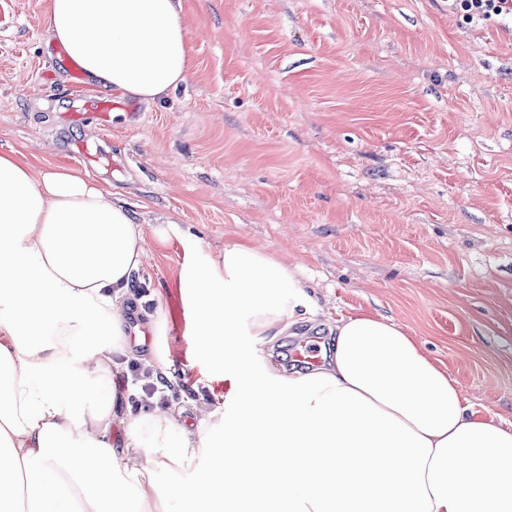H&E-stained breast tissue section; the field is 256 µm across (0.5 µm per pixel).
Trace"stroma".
I'll list each match as a JSON object with an SVG mask.
<instances>
[{
	"instance_id": "stroma-1",
	"label": "stroma",
	"mask_w": 512,
	"mask_h": 512,
	"mask_svg": "<svg viewBox=\"0 0 512 512\" xmlns=\"http://www.w3.org/2000/svg\"><path fill=\"white\" fill-rule=\"evenodd\" d=\"M47 9L0 0V150L118 160L89 177L151 235L134 284L162 327L130 343L167 353L170 401L224 410L178 280L248 241L297 267L320 320L399 321L475 410L512 423V31L448 0H182L186 81L105 128Z\"/></svg>"
}]
</instances>
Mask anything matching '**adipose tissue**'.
I'll return each instance as SVG.
<instances>
[{"instance_id":"adipose-tissue-1","label":"adipose tissue","mask_w":512,"mask_h":512,"mask_svg":"<svg viewBox=\"0 0 512 512\" xmlns=\"http://www.w3.org/2000/svg\"><path fill=\"white\" fill-rule=\"evenodd\" d=\"M179 8L49 0L47 34L89 82L152 105L190 71ZM146 244L118 193L0 151V512H512V425L472 411L394 319L336 318L328 358L304 370L238 344L320 323L296 267L243 242L181 277L198 349L224 366L223 415L119 414Z\"/></svg>"}]
</instances>
